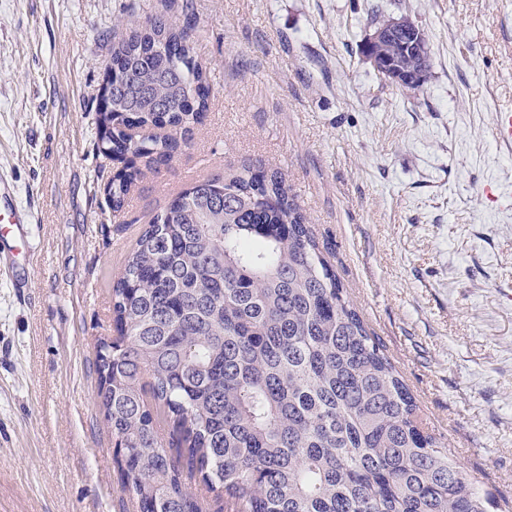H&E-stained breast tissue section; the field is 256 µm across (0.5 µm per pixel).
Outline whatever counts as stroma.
Instances as JSON below:
<instances>
[{
    "label": "stroma",
    "instance_id": "35a3bbf8",
    "mask_svg": "<svg viewBox=\"0 0 512 512\" xmlns=\"http://www.w3.org/2000/svg\"><path fill=\"white\" fill-rule=\"evenodd\" d=\"M423 30L412 92L373 70L372 9ZM187 28L210 108L121 213L96 152L112 42ZM512 0H0V179L32 218L0 233V512H134L97 402L112 284L197 179L283 174L430 432L512 501Z\"/></svg>",
    "mask_w": 512,
    "mask_h": 512
}]
</instances>
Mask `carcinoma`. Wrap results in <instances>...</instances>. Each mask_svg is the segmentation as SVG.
Here are the masks:
<instances>
[{"mask_svg":"<svg viewBox=\"0 0 512 512\" xmlns=\"http://www.w3.org/2000/svg\"><path fill=\"white\" fill-rule=\"evenodd\" d=\"M404 25L386 42L394 70L429 72L427 47H410L421 29ZM107 72L96 151L126 162L107 195L120 213L213 89L161 16L112 44ZM112 323L97 398L135 512H207L185 465L228 512H512L425 429L277 171L243 165L172 198L112 284Z\"/></svg>","mask_w":512,"mask_h":512,"instance_id":"cac0c4a2","label":"carcinoma"}]
</instances>
